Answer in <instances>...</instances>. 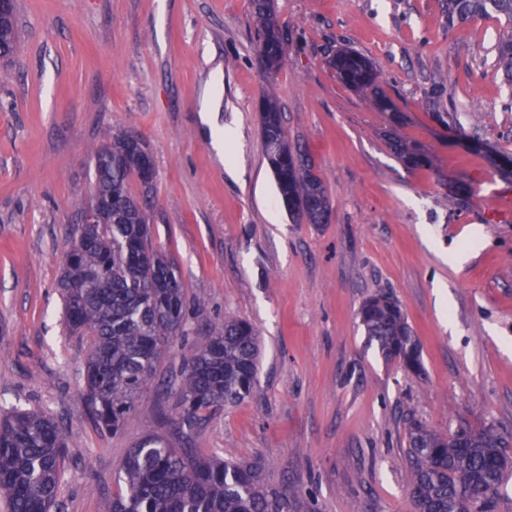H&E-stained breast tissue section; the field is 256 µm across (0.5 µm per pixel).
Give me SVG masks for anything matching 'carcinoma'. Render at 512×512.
Instances as JSON below:
<instances>
[{"mask_svg":"<svg viewBox=\"0 0 512 512\" xmlns=\"http://www.w3.org/2000/svg\"><path fill=\"white\" fill-rule=\"evenodd\" d=\"M259 54L271 73L282 66L286 42L274 0H252ZM448 25L496 16L502 26L496 65L512 78V0H446ZM18 28L0 36V57L13 54ZM336 77L354 90H372L382 112L392 111L380 91V73L365 57L339 49L330 60ZM259 127L278 192L300 223L327 224L332 205L311 161L289 144L279 104L263 100ZM109 143L90 150L95 185L112 197V223L81 224L66 253L59 280L68 331L87 336L81 403L100 430L114 432L136 411L154 381L161 353L185 332L182 282L168 257L151 242L146 202L130 192L132 178L148 186L154 169L144 142L129 134H106ZM368 341L386 360L421 369L416 337L392 298H369L360 309ZM261 347L248 322L227 319L191 350L180 389L181 423L192 430L201 412L234 405L257 385ZM492 427L454 433L409 427L414 461L410 495L419 512H496L500 487L512 461ZM69 435L57 420L38 409H0V493L9 512H52L64 470ZM117 491L100 512H288V504L260 486L256 472L229 458L204 457L149 437L130 449L115 476Z\"/></svg>","mask_w":512,"mask_h":512,"instance_id":"1","label":"carcinoma"}]
</instances>
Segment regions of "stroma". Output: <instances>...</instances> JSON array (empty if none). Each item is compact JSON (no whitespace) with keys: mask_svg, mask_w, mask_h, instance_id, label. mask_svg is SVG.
Instances as JSON below:
<instances>
[{"mask_svg":"<svg viewBox=\"0 0 512 512\" xmlns=\"http://www.w3.org/2000/svg\"><path fill=\"white\" fill-rule=\"evenodd\" d=\"M275 7L286 57L270 74L251 0H16L18 47L0 61V408L43 410L69 432L59 512H100L143 439L180 444L181 371L228 318L261 333L257 387L204 412L193 444L256 468L288 512H414L412 420L493 427L512 457V215L491 207L512 174L488 158L512 153L499 21L449 26L444 0ZM340 48L373 62L395 113L337 80ZM265 96L313 160L329 223L289 216L259 131ZM391 129L428 164L406 166ZM107 130L152 154L151 190H131L189 310L158 387L114 434L82 412L90 341L69 335L57 290L92 199L88 148ZM381 293L402 306L421 371L368 343L359 309Z\"/></svg>","mask_w":512,"mask_h":512,"instance_id":"stroma-1","label":"stroma"}]
</instances>
